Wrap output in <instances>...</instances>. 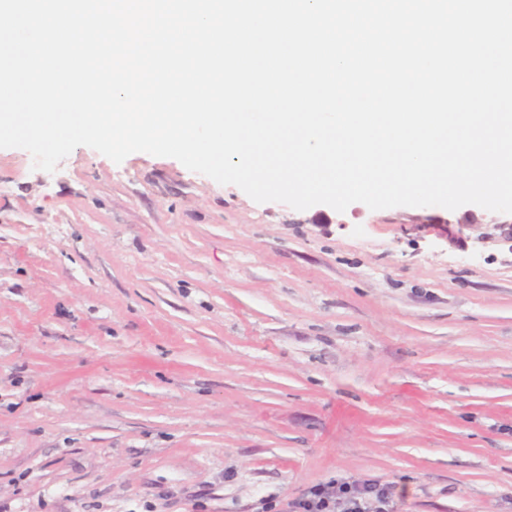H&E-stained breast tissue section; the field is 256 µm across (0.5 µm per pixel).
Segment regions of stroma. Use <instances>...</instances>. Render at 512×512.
<instances>
[{"label": "stroma", "instance_id": "35a3bbf8", "mask_svg": "<svg viewBox=\"0 0 512 512\" xmlns=\"http://www.w3.org/2000/svg\"><path fill=\"white\" fill-rule=\"evenodd\" d=\"M461 221L458 238L427 223ZM178 160L0 148V512H512V246ZM394 493L391 487L364 485L362 488L348 484L339 488V493L324 488L310 491L306 498L287 503L290 512H393Z\"/></svg>", "mask_w": 512, "mask_h": 512}]
</instances>
